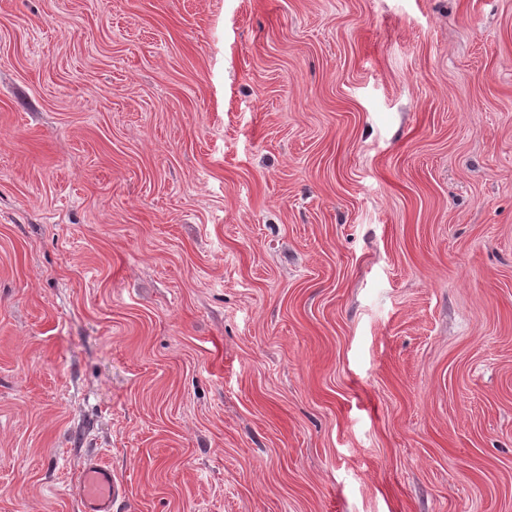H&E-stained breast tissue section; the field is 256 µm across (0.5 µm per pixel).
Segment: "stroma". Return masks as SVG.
Instances as JSON below:
<instances>
[{
    "label": "stroma",
    "mask_w": 512,
    "mask_h": 512,
    "mask_svg": "<svg viewBox=\"0 0 512 512\" xmlns=\"http://www.w3.org/2000/svg\"><path fill=\"white\" fill-rule=\"evenodd\" d=\"M512 512V0H0V512ZM84 472V512H112V502L121 494V489L112 478V471L95 459H89Z\"/></svg>",
    "instance_id": "stroma-1"
}]
</instances>
